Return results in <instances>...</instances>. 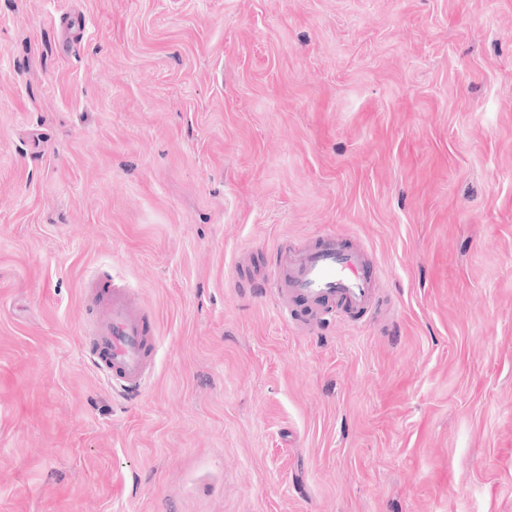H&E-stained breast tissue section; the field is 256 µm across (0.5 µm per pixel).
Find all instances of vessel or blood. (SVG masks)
Listing matches in <instances>:
<instances>
[{
	"mask_svg": "<svg viewBox=\"0 0 512 512\" xmlns=\"http://www.w3.org/2000/svg\"><path fill=\"white\" fill-rule=\"evenodd\" d=\"M275 254L260 287L286 319L305 309V319L296 320L301 331L314 332L334 309L354 321L375 314L381 276L355 236L325 232L300 245L277 246ZM84 288L94 310L84 330L86 356L109 387L138 398L156 367L150 315L141 298L114 279L93 277Z\"/></svg>",
	"mask_w": 512,
	"mask_h": 512,
	"instance_id": "1",
	"label": "vessel or blood"
}]
</instances>
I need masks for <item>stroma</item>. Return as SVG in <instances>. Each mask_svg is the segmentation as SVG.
I'll list each match as a JSON object with an SVG mask.
<instances>
[{"label":"stroma","instance_id":"35a3bbf8","mask_svg":"<svg viewBox=\"0 0 512 512\" xmlns=\"http://www.w3.org/2000/svg\"><path fill=\"white\" fill-rule=\"evenodd\" d=\"M329 230L386 307L306 335L251 283ZM0 512H512V0H0ZM95 311L84 329L86 356L109 387L126 399L141 396L156 367L157 331L141 298L112 277L84 285Z\"/></svg>","mask_w":512,"mask_h":512}]
</instances>
